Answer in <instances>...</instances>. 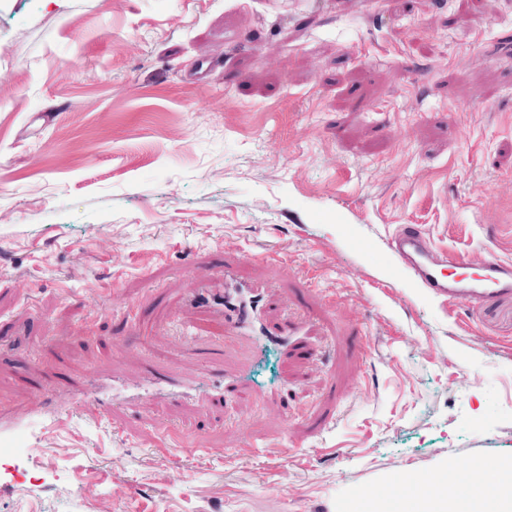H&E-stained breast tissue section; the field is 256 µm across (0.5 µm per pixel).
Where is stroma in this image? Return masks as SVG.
<instances>
[{
	"label": "stroma",
	"instance_id": "obj_1",
	"mask_svg": "<svg viewBox=\"0 0 512 512\" xmlns=\"http://www.w3.org/2000/svg\"><path fill=\"white\" fill-rule=\"evenodd\" d=\"M403 224L512 265V0H0V512H400L512 460V295L449 307ZM228 269L293 350L217 338ZM145 382L148 389L155 395L182 397L194 395L193 388L176 372L152 369L148 371Z\"/></svg>",
	"mask_w": 512,
	"mask_h": 512
}]
</instances>
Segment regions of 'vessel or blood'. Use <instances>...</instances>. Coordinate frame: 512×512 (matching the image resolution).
Listing matches in <instances>:
<instances>
[{
	"mask_svg": "<svg viewBox=\"0 0 512 512\" xmlns=\"http://www.w3.org/2000/svg\"><path fill=\"white\" fill-rule=\"evenodd\" d=\"M390 252L397 261L409 269L426 287L438 296L447 298L454 306L493 299L512 292V266L495 259H487L479 276H449L445 270L461 266V257L434 253L422 229L415 224L401 225L387 241ZM219 304L224 309V319L237 334L252 336L255 346L271 343L288 349L291 340L282 334L271 338L258 335L257 324L262 300L255 289L228 280L224 283V295ZM145 382L148 389L157 395L188 396L192 388L178 373L149 370Z\"/></svg>",
	"mask_w": 512,
	"mask_h": 512,
	"instance_id": "b4317fda",
	"label": "vessel or blood"
}]
</instances>
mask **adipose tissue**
I'll return each mask as SVG.
<instances>
[{"mask_svg":"<svg viewBox=\"0 0 512 512\" xmlns=\"http://www.w3.org/2000/svg\"><path fill=\"white\" fill-rule=\"evenodd\" d=\"M406 512H512V465L473 469L471 478L415 485Z\"/></svg>","mask_w":512,"mask_h":512,"instance_id":"obj_1","label":"adipose tissue"}]
</instances>
